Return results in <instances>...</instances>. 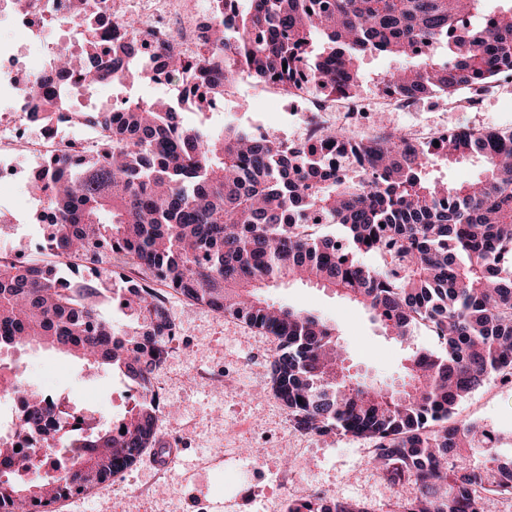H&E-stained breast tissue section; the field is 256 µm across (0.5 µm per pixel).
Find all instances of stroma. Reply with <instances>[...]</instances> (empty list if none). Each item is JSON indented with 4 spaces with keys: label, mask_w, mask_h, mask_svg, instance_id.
I'll list each match as a JSON object with an SVG mask.
<instances>
[{
    "label": "stroma",
    "mask_w": 512,
    "mask_h": 512,
    "mask_svg": "<svg viewBox=\"0 0 512 512\" xmlns=\"http://www.w3.org/2000/svg\"><path fill=\"white\" fill-rule=\"evenodd\" d=\"M398 66L385 57L363 60L356 93L366 109L350 127V136L376 135L373 115L379 111L387 127L407 134L441 127L512 131V83L467 107L430 99L399 108L383 100L379 85L380 77ZM163 91V86L136 78L122 88L97 86L82 93L79 101L89 105L127 97L151 100ZM300 109V104L278 99L240 72L229 82L223 111L196 102L185 106L184 117L196 127L258 122L269 139L277 141L297 136L293 114ZM28 193L25 187L0 186V212L20 218L21 241L41 242L47 231L34 223L33 211L25 204ZM266 296L275 304L333 321L358 375L375 383L401 375L402 346L384 336L362 307L300 281L282 282L267 289ZM167 307L181 333L154 378L162 397L158 447L147 449L122 477L59 501L56 512H287L289 500L315 493L363 502L373 512H390L398 498L412 494V486L394 484L375 469L373 442L342 433L321 437L293 430L280 401L263 395L269 387L267 359L277 348L273 337L174 293ZM25 374L35 384L51 381L54 391L73 399L96 395L102 411L115 419L133 401L132 386L113 379L110 372L82 371L77 360L47 349L27 348ZM455 417L501 431L498 451L512 453V383L486 382L458 406ZM265 439L270 445L262 447L259 459L246 455V448L262 446ZM171 451L176 463L162 484L159 460Z\"/></svg>",
    "instance_id": "obj_1"
}]
</instances>
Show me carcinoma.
I'll list each match as a JSON object with an SVG mask.
<instances>
[{
  "label": "carcinoma",
  "instance_id": "1",
  "mask_svg": "<svg viewBox=\"0 0 512 512\" xmlns=\"http://www.w3.org/2000/svg\"><path fill=\"white\" fill-rule=\"evenodd\" d=\"M211 24L195 63L162 53L165 75L192 73L195 91L224 93L237 70L293 89L308 80L324 96L350 97L369 55L420 56L432 43L451 62L427 58L379 79L382 90L415 103L458 101L512 74V0L488 23L467 24L483 0H212ZM97 48L111 64L88 63L67 48L55 55L60 96L37 80L26 93L45 112L77 106L79 87L122 85L121 68L137 51L136 21ZM110 131L111 152L31 179L50 210L56 256L90 264L100 248L133 257L151 280L273 336L274 395L300 432L343 431L375 444L394 481L415 486L397 501L403 512H484L486 495L512 494V458L494 451L479 425L458 423V405L492 376L512 380V132L457 129L432 150L383 125L380 135L350 138L343 126L321 129L319 143L283 148L239 125L206 135L159 100L107 103L84 112ZM358 159L348 175L323 152ZM484 163L474 182L432 181L426 169L469 158ZM343 227L341 236L308 232L309 219ZM380 258L375 267L357 255ZM306 279L362 306L385 335L405 343L420 324L444 345L435 354L408 348L402 389L377 390L338 372L336 325L275 306L264 289ZM93 280L74 283L55 264L0 265V350L38 346L120 372L143 392L125 416L75 440L53 473L37 454L10 449L0 463V512L39 507L83 494L131 469L158 429L153 379L169 355L173 319L151 288L118 280L135 326L116 329L96 307ZM23 416L30 434L49 425L52 403L31 395ZM288 512H371L357 501L320 494L288 502Z\"/></svg>",
  "mask_w": 512,
  "mask_h": 512
}]
</instances>
